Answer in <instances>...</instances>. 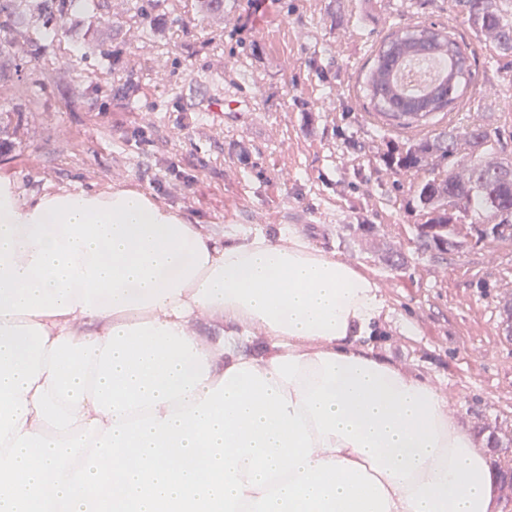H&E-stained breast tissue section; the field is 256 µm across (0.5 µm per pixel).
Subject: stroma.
I'll list each match as a JSON object with an SVG mask.
<instances>
[{"label": "stroma", "mask_w": 512, "mask_h": 512, "mask_svg": "<svg viewBox=\"0 0 512 512\" xmlns=\"http://www.w3.org/2000/svg\"><path fill=\"white\" fill-rule=\"evenodd\" d=\"M154 32L129 0L77 12L39 51L36 14L0 27V178L21 204L60 190L135 188L213 238L231 227H293L353 259L390 313L375 340L428 379L481 449L512 437V244L419 250L415 176L380 156L359 90L372 53L399 27L450 23L476 50L473 102L455 113L498 127L512 159V59L498 57L449 0H161ZM110 17L102 26L98 16ZM82 57L71 61L74 47ZM373 225L364 233V225Z\"/></svg>", "instance_id": "obj_1"}]
</instances>
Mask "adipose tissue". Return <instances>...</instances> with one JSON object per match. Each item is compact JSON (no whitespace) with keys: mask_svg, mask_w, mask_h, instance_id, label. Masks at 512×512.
Wrapping results in <instances>:
<instances>
[{"mask_svg":"<svg viewBox=\"0 0 512 512\" xmlns=\"http://www.w3.org/2000/svg\"><path fill=\"white\" fill-rule=\"evenodd\" d=\"M386 313L292 228L1 179L0 512H501L443 392L371 346Z\"/></svg>","mask_w":512,"mask_h":512,"instance_id":"ef3b65f1","label":"adipose tissue"}]
</instances>
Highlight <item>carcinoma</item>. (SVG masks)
Returning <instances> with one entry per match:
<instances>
[{"label": "carcinoma", "instance_id": "cac0c4a2", "mask_svg": "<svg viewBox=\"0 0 512 512\" xmlns=\"http://www.w3.org/2000/svg\"><path fill=\"white\" fill-rule=\"evenodd\" d=\"M156 2L131 0L134 16L149 30L156 24ZM92 3L52 0L42 9L48 14L42 22V47L56 40L54 19L87 11ZM451 5L499 56L512 55V0H451ZM24 10H35L33 0H0L1 17ZM474 62L476 53L469 44L457 41L448 27L431 23L392 33L374 51L366 77L371 112L386 125L409 128L439 115L448 118V126L439 132L414 133L405 146H390L381 157L395 174L427 172L414 190L422 216L418 238L424 248L442 254L459 252L455 225L466 219L495 228L512 216V161L500 157L497 129L483 122L456 123L451 117L465 106Z\"/></svg>", "mask_w": 512, "mask_h": 512}]
</instances>
